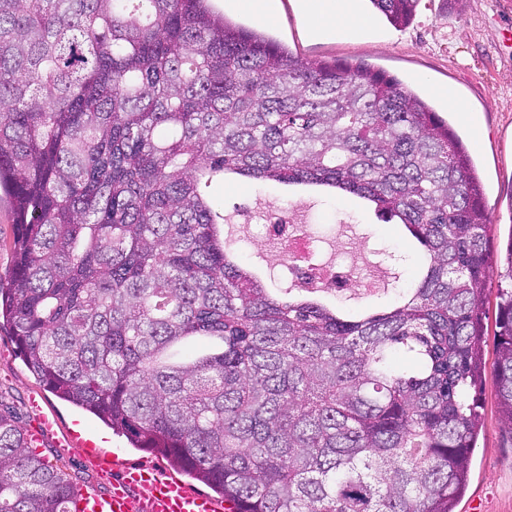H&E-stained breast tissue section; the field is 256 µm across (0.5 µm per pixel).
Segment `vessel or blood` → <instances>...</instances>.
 <instances>
[{
    "label": "vessel or blood",
    "instance_id": "1",
    "mask_svg": "<svg viewBox=\"0 0 512 512\" xmlns=\"http://www.w3.org/2000/svg\"><path fill=\"white\" fill-rule=\"evenodd\" d=\"M141 479V473L125 470L121 481L113 483L109 493L81 494L73 498L70 508L72 512H222V503L191 491L176 479L148 484L147 501L139 503L131 489Z\"/></svg>",
    "mask_w": 512,
    "mask_h": 512
}]
</instances>
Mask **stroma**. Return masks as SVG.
<instances>
[{
  "instance_id": "1",
  "label": "stroma",
  "mask_w": 512,
  "mask_h": 512,
  "mask_svg": "<svg viewBox=\"0 0 512 512\" xmlns=\"http://www.w3.org/2000/svg\"><path fill=\"white\" fill-rule=\"evenodd\" d=\"M274 23L229 9L225 0H211L214 11L247 27H261L306 59H362L397 76L410 89L430 100L442 115H451L449 98L462 101L467 114L457 125L474 150L485 186V201L495 224L493 240L505 243L512 236V0H420L413 21L392 26L370 0L361 7L371 21L369 30L348 37L311 39L300 0H277ZM224 209L223 233L239 246L246 259L273 266L276 256L267 251L261 230L236 221L242 199L279 204L302 199L298 188L274 181L217 180L211 189ZM306 199V198H303ZM303 219L327 249L339 253L342 225H351L364 245L363 255L389 267L390 255L404 251L401 233L383 222L373 206L327 192L306 199ZM494 378L483 381V428L470 458L467 485L456 512H512V436L504 432L494 398ZM43 398L41 410L29 406L30 397ZM0 411L11 412L23 430L38 427L45 416L57 425L45 432L39 453L61 461L83 491L104 492L109 478L97 468L94 453L74 440L80 431L96 438L99 451L115 456L119 467L145 466L162 478L177 476L166 459L133 448L128 438L91 414L47 391L27 369L10 336L0 335Z\"/></svg>"
}]
</instances>
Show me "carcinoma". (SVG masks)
Returning <instances> with one entry per match:
<instances>
[{"instance_id":"1","label":"carcinoma","mask_w":512,"mask_h":512,"mask_svg":"<svg viewBox=\"0 0 512 512\" xmlns=\"http://www.w3.org/2000/svg\"><path fill=\"white\" fill-rule=\"evenodd\" d=\"M370 2L401 26L419 0ZM226 173L374 204L407 232L414 288L360 314L270 292L221 236L206 188ZM0 188V332L231 512H455L493 290L512 436V235L492 255L469 146L394 75L300 58L209 0H0ZM80 493L0 412V512ZM16 232L13 224L12 203L5 195L0 196V277L7 281L13 267L11 243Z\"/></svg>"}]
</instances>
